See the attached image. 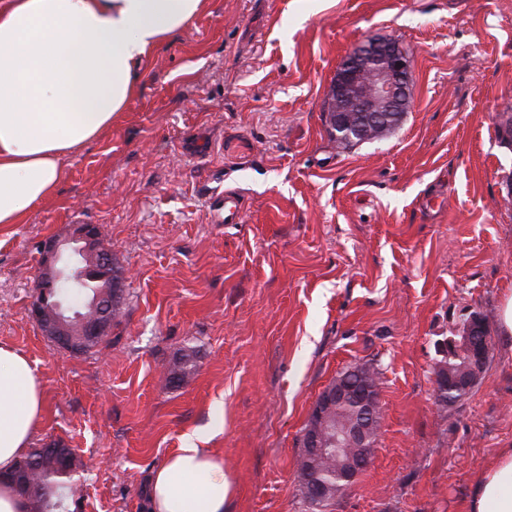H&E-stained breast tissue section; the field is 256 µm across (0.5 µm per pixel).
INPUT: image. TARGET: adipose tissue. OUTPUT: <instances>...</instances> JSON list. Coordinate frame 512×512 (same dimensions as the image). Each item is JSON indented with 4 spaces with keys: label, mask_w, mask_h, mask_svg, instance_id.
I'll list each match as a JSON object with an SVG mask.
<instances>
[{
    "label": "adipose tissue",
    "mask_w": 512,
    "mask_h": 512,
    "mask_svg": "<svg viewBox=\"0 0 512 512\" xmlns=\"http://www.w3.org/2000/svg\"><path fill=\"white\" fill-rule=\"evenodd\" d=\"M206 0H0V226L54 196L71 153L124 112L155 51ZM44 404L36 368L0 345V512H27L8 482ZM224 463L185 436L152 475L149 512H224ZM467 512H512V448L477 479Z\"/></svg>",
    "instance_id": "obj_1"
}]
</instances>
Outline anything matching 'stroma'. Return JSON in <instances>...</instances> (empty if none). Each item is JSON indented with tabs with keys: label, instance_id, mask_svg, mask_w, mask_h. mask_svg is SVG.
<instances>
[{
	"label": "stroma",
	"instance_id": "stroma-1",
	"mask_svg": "<svg viewBox=\"0 0 512 512\" xmlns=\"http://www.w3.org/2000/svg\"><path fill=\"white\" fill-rule=\"evenodd\" d=\"M371 37L411 56L412 101L386 138L344 146L328 88ZM510 113L512 0H207L56 195L0 228V344L43 388L32 447L60 440L83 462L78 512H145L189 433L224 462L226 512H306L301 431L364 364L377 442L329 512H466L512 448V347L492 336L446 408L434 369L512 292ZM228 193L238 219L220 224ZM77 224L125 273L118 325L83 355L31 317L44 248ZM185 353L196 374L168 384ZM468 349L471 368L470 374L456 377L451 381L458 387L469 389L479 375L490 350V336L484 332V319L480 316H473L466 324L461 333V339L453 340L444 344L441 348L443 356L448 357L450 352H457L460 347Z\"/></svg>",
	"mask_w": 512,
	"mask_h": 512
}]
</instances>
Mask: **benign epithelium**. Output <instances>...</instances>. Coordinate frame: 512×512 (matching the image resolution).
I'll return each mask as SVG.
<instances>
[{
    "instance_id": "obj_1",
    "label": "benign epithelium",
    "mask_w": 512,
    "mask_h": 512,
    "mask_svg": "<svg viewBox=\"0 0 512 512\" xmlns=\"http://www.w3.org/2000/svg\"><path fill=\"white\" fill-rule=\"evenodd\" d=\"M411 58L397 43L371 38L353 49L341 62L331 83L328 98L331 122L336 140L345 143L372 142L384 138L391 130L392 119H401L410 106L409 73ZM99 231L94 224H76L69 238L54 240L47 247L42 270L38 277L39 295L32 306V315L46 336L54 337V344L69 350L68 337L73 335L66 322L69 308L56 303L55 309L46 308L48 297L62 288L79 290L81 274L91 273L100 280L112 282V263L106 258L94 260L99 245ZM99 305V319L86 325L80 335L97 341L112 331V300H95ZM468 349L470 374L453 380L440 374L436 377V396L443 401L448 383L470 388L479 375L490 350V336L484 332V319L474 316L466 324L461 338L443 345V355ZM352 402L360 415L374 417L380 407L379 391L366 384L352 385L338 381L326 387L317 397L310 412L308 426L300 436L301 461L312 463L326 455L341 457L354 448L358 460L370 459L375 443L370 425L354 421L336 429L323 430L333 409Z\"/></svg>"
}]
</instances>
